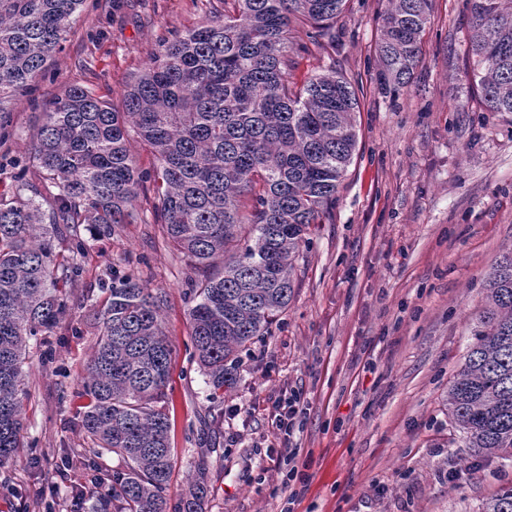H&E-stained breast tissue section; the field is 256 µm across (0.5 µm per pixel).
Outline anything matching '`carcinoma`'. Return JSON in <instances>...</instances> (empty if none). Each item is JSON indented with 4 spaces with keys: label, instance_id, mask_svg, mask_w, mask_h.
Instances as JSON below:
<instances>
[{
    "label": "carcinoma",
    "instance_id": "carcinoma-1",
    "mask_svg": "<svg viewBox=\"0 0 512 512\" xmlns=\"http://www.w3.org/2000/svg\"><path fill=\"white\" fill-rule=\"evenodd\" d=\"M84 0H0V111L30 88L62 47ZM223 11L162 43L128 84L123 110L79 86L64 91L33 134L30 166L43 189L16 176L0 197V466L23 452L29 341L66 313L86 249L82 224L105 236L140 220L153 185L155 223L201 273L188 296L193 354L213 400L237 384L239 354L268 335L293 295V260L336 202L358 145V89L344 76L290 81L292 26L336 46L345 0H219ZM376 46L379 86L398 96L418 68L432 0H387ZM470 96L512 113V0H466ZM135 133L157 159L138 168ZM52 198L44 213L35 197ZM223 260L214 270L217 259ZM97 347L81 382L85 435L126 469H95L88 512H205L199 463L176 499L165 406L173 349L160 315L165 294L112 270ZM487 305L448 388V413L475 455L512 459V252L497 260ZM482 512H512V485Z\"/></svg>",
    "mask_w": 512,
    "mask_h": 512
}]
</instances>
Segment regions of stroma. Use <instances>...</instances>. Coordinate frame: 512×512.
Returning <instances> with one entry per match:
<instances>
[{
  "instance_id": "stroma-1",
  "label": "stroma",
  "mask_w": 512,
  "mask_h": 512,
  "mask_svg": "<svg viewBox=\"0 0 512 512\" xmlns=\"http://www.w3.org/2000/svg\"><path fill=\"white\" fill-rule=\"evenodd\" d=\"M216 0H84L62 49L0 124V197L44 108L79 86L121 106L125 86L162 40L192 29ZM386 0H346L335 48L294 57L301 83L336 71L359 86L358 146L328 219L295 263L292 300L270 333L240 355V381L209 398L189 336L190 262L154 222L88 239L66 314L28 355L25 432L32 461L0 466V512H67L92 466L123 470L79 428V392L97 341L95 318L113 270L164 292L173 355L167 388L177 494L205 460L206 512H480L512 483V462L474 455L448 415V387L485 306L496 261L512 251V114L466 95L465 0H433L422 62L408 93L384 96L376 44ZM308 402L294 428L293 465L278 464L269 411L284 392ZM308 483L286 478L289 468Z\"/></svg>"
}]
</instances>
